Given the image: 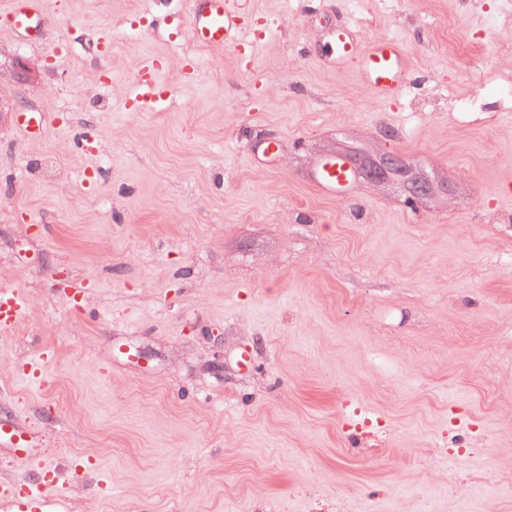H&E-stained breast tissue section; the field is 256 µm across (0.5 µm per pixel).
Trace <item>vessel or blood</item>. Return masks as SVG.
<instances>
[{
    "instance_id": "vessel-or-blood-1",
    "label": "vessel or blood",
    "mask_w": 512,
    "mask_h": 512,
    "mask_svg": "<svg viewBox=\"0 0 512 512\" xmlns=\"http://www.w3.org/2000/svg\"><path fill=\"white\" fill-rule=\"evenodd\" d=\"M37 9V0H11L7 20L16 29L28 30ZM243 29L241 0H191L185 31L197 46L240 48ZM324 60L331 64L357 62L363 78L383 99L398 95L408 79L405 51L397 39L379 38L363 45L353 29L343 23L330 29ZM169 96V88L159 81L157 59L142 62L128 107L136 110L159 107ZM17 125L27 139L38 140L46 134L48 117L43 112H22ZM354 178L350 162L339 158L317 168L313 185L322 195L335 198L347 193ZM26 308L27 300L20 289L1 291L0 329L12 328ZM0 445L9 448L13 465L22 472L35 458L27 434L12 425L0 423ZM44 470V476L34 480L22 475L10 483L0 484V499L9 502L12 512H45L48 503L63 500L55 466L45 464Z\"/></svg>"
}]
</instances>
